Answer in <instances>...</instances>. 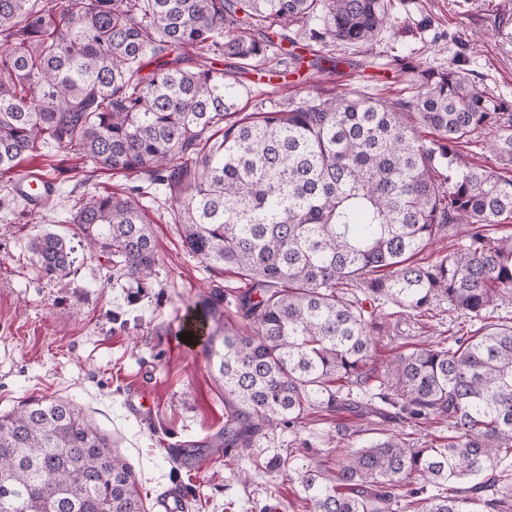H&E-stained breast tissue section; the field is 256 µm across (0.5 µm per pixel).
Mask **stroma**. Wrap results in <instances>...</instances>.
<instances>
[{
    "label": "stroma",
    "instance_id": "stroma-1",
    "mask_svg": "<svg viewBox=\"0 0 512 512\" xmlns=\"http://www.w3.org/2000/svg\"><path fill=\"white\" fill-rule=\"evenodd\" d=\"M353 69L333 81L299 83L291 93L270 84L245 83L241 111L259 101L283 108L317 89L383 97L402 96L393 73L370 74L364 62L394 54L412 55L424 66L460 64L469 78L512 100V0H393L390 20L370 48L337 44ZM87 163L78 147L43 148L24 159L20 172L52 174L57 183L51 215L27 212L14 199L12 183L0 178V413L33 396L72 402L110 436L132 466L145 512H155L158 494L177 485L184 512H304L303 495L288 469L315 455L333 453L336 425L378 427L374 417L344 412H311L303 427L278 428L244 457L207 455L182 466L169 450L203 444L224 425V389L202 354L200 343L180 340L185 320L201 315L200 301L211 289L241 286L231 273L208 271L185 247L172 220L168 188L148 185L146 176L98 174L85 180ZM148 185L141 203L156 250L155 274L136 291L114 277L105 257L90 253L75 236L76 198L103 191L123 193ZM52 231L74 246L75 263L64 282L46 276L29 249L36 235ZM373 361L378 368L397 352L459 336L478 328L447 305L420 317L389 304ZM141 393L138 414L127 409Z\"/></svg>",
    "mask_w": 512,
    "mask_h": 512
}]
</instances>
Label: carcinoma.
Listing matches in <instances>:
<instances>
[{
    "label": "carcinoma",
    "mask_w": 512,
    "mask_h": 512,
    "mask_svg": "<svg viewBox=\"0 0 512 512\" xmlns=\"http://www.w3.org/2000/svg\"><path fill=\"white\" fill-rule=\"evenodd\" d=\"M391 0H0V174L52 144L92 165L169 188L190 253L232 270L239 323L211 333L204 354L224 387L217 442L242 453L310 411L351 410L404 423L336 429L344 446L293 469L310 512H512L499 490L512 459V175L466 161L482 133L512 168V102L455 64L385 63L406 83L397 99L319 92L288 108L242 113L243 77L340 73L386 28ZM295 29V35L285 30ZM235 64L224 70L220 59ZM274 59L280 69L259 70ZM431 131L424 139L419 129ZM78 199L72 222L112 271L142 287L155 245L136 197ZM454 229L450 252L418 256ZM45 275L74 263L65 237L30 242ZM227 294L212 290L204 315ZM448 309L480 321L394 357L371 351L380 308ZM448 422L422 446L411 432ZM444 492L422 496L429 485ZM0 512H144L135 475L71 403L34 397L0 414Z\"/></svg>",
    "instance_id": "cac0c4a2"
}]
</instances>
